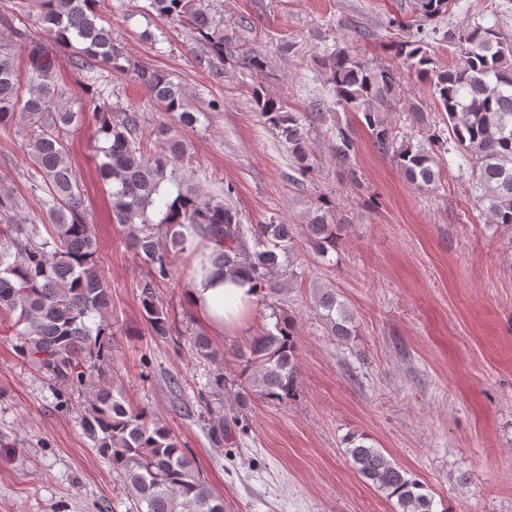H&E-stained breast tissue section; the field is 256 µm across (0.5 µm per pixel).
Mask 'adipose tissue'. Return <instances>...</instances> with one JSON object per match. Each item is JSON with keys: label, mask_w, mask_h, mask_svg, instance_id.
Returning <instances> with one entry per match:
<instances>
[{"label": "adipose tissue", "mask_w": 512, "mask_h": 512, "mask_svg": "<svg viewBox=\"0 0 512 512\" xmlns=\"http://www.w3.org/2000/svg\"><path fill=\"white\" fill-rule=\"evenodd\" d=\"M258 290L242 277L224 275L213 266L197 267L186 301L215 336L241 329L251 318Z\"/></svg>", "instance_id": "ef3b65f1"}]
</instances>
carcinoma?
Here are the masks:
<instances>
[{
	"label": "carcinoma",
	"instance_id": "obj_1",
	"mask_svg": "<svg viewBox=\"0 0 512 512\" xmlns=\"http://www.w3.org/2000/svg\"><path fill=\"white\" fill-rule=\"evenodd\" d=\"M100 0H30L28 17L71 51V63L81 72L98 67L122 71V47L102 25ZM162 19L186 25L222 61L234 47L224 28L201 5V0H151ZM448 10V0H416L420 21H432ZM457 45L458 60L447 69L434 67L433 58L418 39L400 44L395 57L401 66H373L349 47H336L320 59L326 84L336 104L362 114L361 123L375 143L421 189L439 178L436 149L449 134L454 148L471 169L474 200L490 223L512 230V39L495 26L476 25L447 34ZM29 97L20 95L10 53L0 50V129L21 118L29 128L27 154L34 161L48 199L45 214L52 231L41 237L36 226L10 224L0 237V313L14 318L16 349L60 389L89 387L90 399L80 424L100 458L112 468L130 502L128 512H224V499L201 478L198 468L162 422L143 409L117 398L112 387L95 384L92 375L112 360L110 326L105 319L110 290L98 273L101 246L83 213L76 172L68 159L63 133L81 113L60 106L63 92L54 82L56 49L43 41L28 42ZM429 82L437 109L446 114L448 131H434L418 144H397L398 136L383 117L400 103L403 71ZM139 84L167 115L192 127L195 113L185 108L183 89L165 72L136 67ZM99 118L105 145L98 165L102 181L112 186V216L128 229L129 244L150 266L138 284L142 316L152 335L165 338L172 327L158 299L161 284L174 274L171 257L189 251L188 229L205 241L208 260L229 275H243L259 296L275 295L295 277L296 249L288 224L241 223L239 212L224 201L203 194L179 176L181 144L169 137L161 122L154 134L166 148L151 153L144 144L143 114L127 109L111 112L104 91L81 86ZM256 110L288 144L298 169L313 170L306 131L286 103L262 88L253 89ZM355 139L348 128L336 132V161L348 170ZM166 182L177 185L176 195L161 193ZM166 228L167 245L156 231ZM342 224L317 213L306 225L308 243L325 257L338 249ZM315 308L328 335L341 343L352 336L351 317L336 294L322 289ZM298 341L294 321L276 317L274 330L251 337L235 356L243 362V379L235 384V412L215 415L210 434L222 443L234 429H244L253 399L274 404L291 396L298 381ZM346 455L356 474L368 485L396 500V512H434L428 486L390 459L365 438L347 440Z\"/></svg>",
	"mask_w": 512,
	"mask_h": 512
}]
</instances>
